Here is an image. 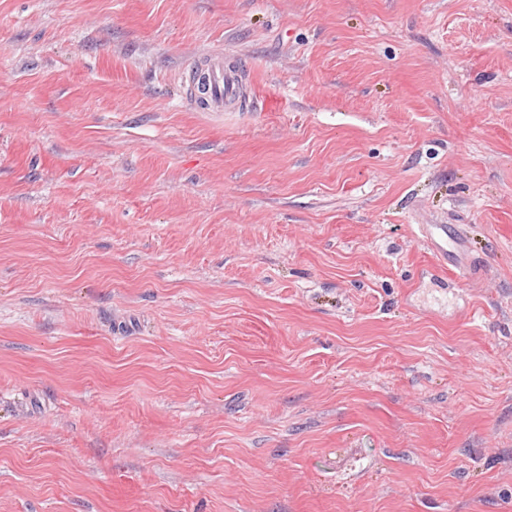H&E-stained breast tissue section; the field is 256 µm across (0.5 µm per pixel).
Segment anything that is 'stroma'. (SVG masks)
<instances>
[{
	"label": "stroma",
	"instance_id": "obj_1",
	"mask_svg": "<svg viewBox=\"0 0 512 512\" xmlns=\"http://www.w3.org/2000/svg\"><path fill=\"white\" fill-rule=\"evenodd\" d=\"M0 512H512V0H0ZM191 72V95L203 112H224L246 90L242 72L226 63L222 52L195 60Z\"/></svg>",
	"mask_w": 512,
	"mask_h": 512
}]
</instances>
